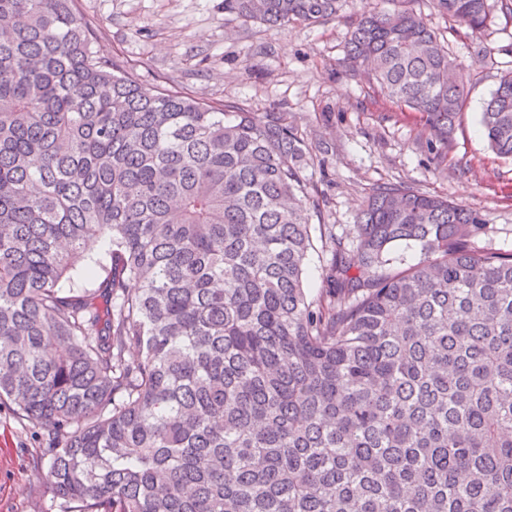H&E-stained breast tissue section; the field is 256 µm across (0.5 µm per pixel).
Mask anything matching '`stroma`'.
I'll return each mask as SVG.
<instances>
[{
  "mask_svg": "<svg viewBox=\"0 0 512 512\" xmlns=\"http://www.w3.org/2000/svg\"><path fill=\"white\" fill-rule=\"evenodd\" d=\"M395 9L394 0H345L337 17L315 26L266 25L224 13V0H79L101 54L133 66L146 86L167 84L197 97L234 101L255 112L287 113L319 148L306 178L323 195L320 221L344 232L372 189L404 182L479 212L483 246L512 251V161L487 146L478 123L500 69L512 66V24L495 21L472 36L441 15L435 0L413 7L444 37L469 79L467 109L448 164L436 166L419 113L398 108L364 72L342 63L344 44L363 8ZM47 458L33 424L0 403V512H69L45 474Z\"/></svg>",
  "mask_w": 512,
  "mask_h": 512,
  "instance_id": "35a3bbf8",
  "label": "stroma"
}]
</instances>
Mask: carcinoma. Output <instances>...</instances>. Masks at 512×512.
Here are the masks:
<instances>
[{
    "label": "carcinoma",
    "mask_w": 512,
    "mask_h": 512,
    "mask_svg": "<svg viewBox=\"0 0 512 512\" xmlns=\"http://www.w3.org/2000/svg\"><path fill=\"white\" fill-rule=\"evenodd\" d=\"M77 2L0 0V400L41 429L70 512H512V253L477 244L479 213L382 183L346 234L313 223L288 113L144 86ZM343 2L224 13L316 25ZM396 2L362 12L344 63L443 165L467 81ZM436 2L472 34L494 6L512 22V0ZM479 123L512 160V68ZM102 236L109 261L87 259ZM330 256L321 248L320 241H314V250H311L307 267V288H311L313 296L323 287V270L327 265Z\"/></svg>",
    "instance_id": "obj_1"
}]
</instances>
